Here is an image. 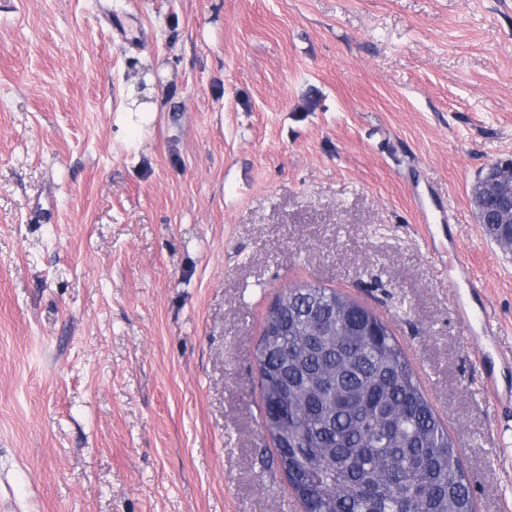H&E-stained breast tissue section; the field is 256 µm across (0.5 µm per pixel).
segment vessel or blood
<instances>
[{
    "mask_svg": "<svg viewBox=\"0 0 512 512\" xmlns=\"http://www.w3.org/2000/svg\"><path fill=\"white\" fill-rule=\"evenodd\" d=\"M449 253L458 251L456 243H449ZM455 281L460 288L455 297L456 311L460 322L464 327L465 342L477 349L482 367L481 385L499 405L512 404V388L500 385L498 369H512V356L501 355L498 358H490L487 349L493 343L496 334L495 328L484 310L475 308L473 299L478 294L479 283L468 264L460 258L455 261Z\"/></svg>",
    "mask_w": 512,
    "mask_h": 512,
    "instance_id": "obj_1",
    "label": "vessel or blood"
}]
</instances>
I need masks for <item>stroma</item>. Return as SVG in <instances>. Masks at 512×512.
I'll return each instance as SVG.
<instances>
[{"instance_id":"obj_1","label":"stroma","mask_w":512,"mask_h":512,"mask_svg":"<svg viewBox=\"0 0 512 512\" xmlns=\"http://www.w3.org/2000/svg\"><path fill=\"white\" fill-rule=\"evenodd\" d=\"M510 157L512 0H0V512H300L254 349L301 281L390 326L512 512V407L434 256L512 354L471 196ZM449 253L455 257V282L457 285L463 283L466 287L457 290L455 305L464 327L465 342L479 352L482 367L481 385L497 404L509 406L512 404V388L500 386L496 367L499 365L503 370L512 369V356L499 355L497 360L488 356L487 348L493 343L496 331L492 322L485 316L484 306L479 305L477 310L472 305V300L479 293L480 285L468 264L461 258L455 241H449Z\"/></svg>"}]
</instances>
